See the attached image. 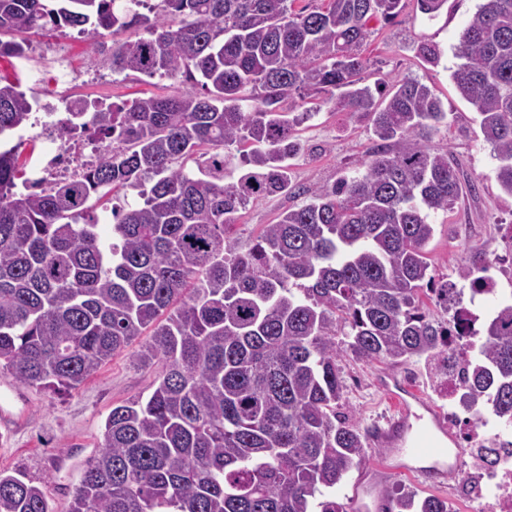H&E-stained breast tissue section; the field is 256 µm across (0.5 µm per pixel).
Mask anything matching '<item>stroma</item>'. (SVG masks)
<instances>
[{
    "label": "stroma",
    "mask_w": 512,
    "mask_h": 512,
    "mask_svg": "<svg viewBox=\"0 0 512 512\" xmlns=\"http://www.w3.org/2000/svg\"><path fill=\"white\" fill-rule=\"evenodd\" d=\"M457 12L449 27L440 19L423 15L417 0H402V10L392 22L370 20L371 35L362 49L370 79L395 83L404 78L418 80L441 98L447 118L432 132L427 144L432 151L447 154L474 184V193L461 197L448 211L433 213V239L428 258L437 277L458 281L461 267L489 263L498 283V295H512V272L503 268L512 255V195L497 180L498 161L484 140L475 109L457 92L451 74L460 62L461 34L483 0H456ZM432 40L439 59L427 63L419 53L425 40ZM34 53L27 58L0 61V76L20 82L22 90L41 99L68 95L80 100L108 103L177 90V82L150 79L126 72L111 83L90 80L99 71L88 40L72 29L48 30L33 35ZM67 48L75 81L64 84L52 62L56 49ZM298 137L303 150L291 165L294 185L307 189L334 184L344 176L361 173L362 163L375 141L367 119L354 120L346 113L321 107L301 123ZM303 197L276 194L251 202L238 213L233 229L241 246H248L263 225L274 223L285 209L302 205ZM346 398L342 415L362 432L375 434L386 428L392 408L378 384L390 373L415 388L438 414H446L448 403L436 378L423 360L412 358L398 364L363 363L351 357L340 361ZM159 366L141 365L125 350L108 361L79 389L56 394L16 383L0 375V408L10 418L0 421V470L19 469L30 478L46 482L53 512H69L85 460L98 450L104 422L112 407L151 392ZM390 451L367 443L366 455L337 488L342 503H350L356 488L373 483L379 497L392 495L405 486L419 496L446 499L451 512H473L467 499L450 495L447 485H434L416 476H393L386 466Z\"/></svg>",
    "instance_id": "1"
}]
</instances>
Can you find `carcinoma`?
I'll list each match as a JSON object with an SVG mask.
<instances>
[{
  "instance_id": "carcinoma-1",
  "label": "carcinoma",
  "mask_w": 512,
  "mask_h": 512,
  "mask_svg": "<svg viewBox=\"0 0 512 512\" xmlns=\"http://www.w3.org/2000/svg\"><path fill=\"white\" fill-rule=\"evenodd\" d=\"M0 0V58L30 34L71 28L99 63L201 87L108 107L83 101L59 132L108 143L80 175L39 188L18 144L0 148V374L68 392L144 332L153 391L112 408L69 512H345L336 487L366 435L339 414L340 357L448 373L453 284L426 247L430 215L458 202V165L427 145L446 118L413 79L366 84L367 21L401 0ZM116 36L97 41L100 30ZM451 78L476 110L512 195V0H486ZM311 97L369 117L365 172L306 191L247 249L229 235L260 198L295 192L290 164ZM32 99L0 82V136L30 125ZM207 156L199 172L186 169ZM104 240L87 203L117 190ZM486 266L460 278L485 292ZM463 401L512 428V303L482 324ZM0 512H52L45 484L0 470ZM383 512H450L399 491Z\"/></svg>"
}]
</instances>
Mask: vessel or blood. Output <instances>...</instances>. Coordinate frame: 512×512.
Instances as JSON below:
<instances>
[{"label": "vessel or blood", "mask_w": 512, "mask_h": 512, "mask_svg": "<svg viewBox=\"0 0 512 512\" xmlns=\"http://www.w3.org/2000/svg\"><path fill=\"white\" fill-rule=\"evenodd\" d=\"M406 393V387L400 384L388 390L393 416L375 438L377 444L391 448L395 456L392 473H415L435 483L453 478L456 469L448 464L446 426L436 413L413 410Z\"/></svg>", "instance_id": "1"}]
</instances>
